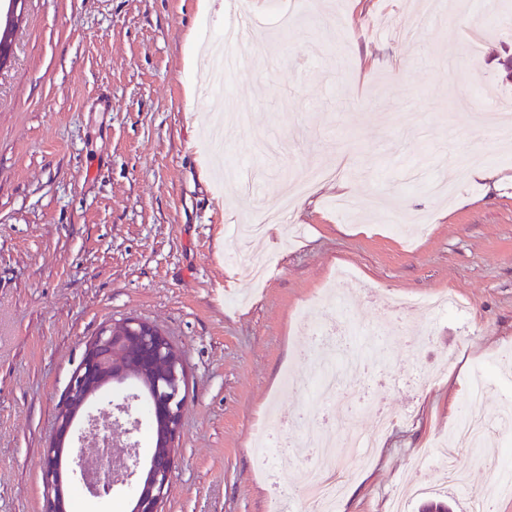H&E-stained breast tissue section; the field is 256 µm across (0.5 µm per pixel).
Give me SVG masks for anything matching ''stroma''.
Instances as JSON below:
<instances>
[{
  "label": "stroma",
  "mask_w": 512,
  "mask_h": 512,
  "mask_svg": "<svg viewBox=\"0 0 512 512\" xmlns=\"http://www.w3.org/2000/svg\"><path fill=\"white\" fill-rule=\"evenodd\" d=\"M27 0L0 69V512H47L42 460L86 345L106 326L157 325L181 353L186 405L161 512H270L300 502V460L261 465L265 432L319 420L303 308L350 333L335 366L362 390L352 429L376 438L335 512L424 500L466 512L512 473L488 433L445 480L434 437L487 376V419L512 405V0ZM258 38L202 92V51L238 10ZM347 165L278 210L302 173ZM494 178L459 176L467 157ZM454 296L461 310L382 311ZM357 357L358 370L344 369ZM395 420L376 432L375 407Z\"/></svg>",
  "instance_id": "obj_1"
}]
</instances>
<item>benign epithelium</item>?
<instances>
[{
  "instance_id": "benign-epithelium-1",
  "label": "benign epithelium",
  "mask_w": 512,
  "mask_h": 512,
  "mask_svg": "<svg viewBox=\"0 0 512 512\" xmlns=\"http://www.w3.org/2000/svg\"><path fill=\"white\" fill-rule=\"evenodd\" d=\"M26 0H11L0 15L5 31L16 27ZM135 377L147 382L151 399L141 416L147 417L153 451L141 462L135 445L124 439L140 430V416L133 413L132 394L112 404V419H88L85 437L101 443L102 454L96 462L75 455L73 474L94 497L109 494L117 485L130 486L134 506L130 512H158L165 497L175 466L174 441L179 432L184 410L187 375L184 363L174 347L156 326L130 319L117 328H105L87 346L82 362L72 374L64 402L57 415L55 441L48 449L44 481L48 493V512H66L59 459L65 442L72 439L75 418L88 401L108 387ZM124 447L126 454L112 455V449Z\"/></svg>"
}]
</instances>
